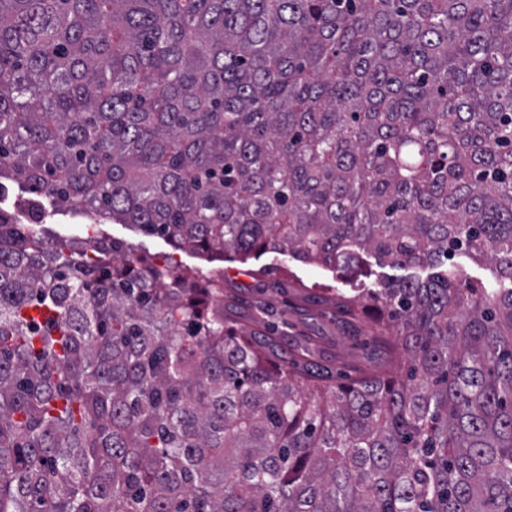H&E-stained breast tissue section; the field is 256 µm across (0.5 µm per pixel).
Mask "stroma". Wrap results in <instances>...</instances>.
Wrapping results in <instances>:
<instances>
[{
  "mask_svg": "<svg viewBox=\"0 0 512 512\" xmlns=\"http://www.w3.org/2000/svg\"><path fill=\"white\" fill-rule=\"evenodd\" d=\"M40 207L44 215L41 228L49 239L83 236L89 228L96 227L136 256L167 266L171 272L193 275L197 287H207L209 281L223 278L225 300L238 305L234 320L227 327L229 333L238 335L251 329L261 332L269 322H284L282 338L269 347L270 361L280 363L295 345L309 343L314 348V361L330 368L342 381L387 368L388 356L371 338L372 318L353 325L333 311L317 318L309 316L303 302L308 287L333 288L355 296L363 289H375L390 281L424 279L431 274L427 268L374 263L368 275L349 277L272 251L245 257L230 252L210 256L175 249L167 241L144 235L130 224L105 221L97 225L88 217L56 211L45 198L41 199Z\"/></svg>",
  "mask_w": 512,
  "mask_h": 512,
  "instance_id": "35a3bbf8",
  "label": "stroma"
}]
</instances>
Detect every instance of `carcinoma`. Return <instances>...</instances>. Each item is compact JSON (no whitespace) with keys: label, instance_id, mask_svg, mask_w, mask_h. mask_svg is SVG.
I'll return each instance as SVG.
<instances>
[{"label":"carcinoma","instance_id":"cac0c4a2","mask_svg":"<svg viewBox=\"0 0 512 512\" xmlns=\"http://www.w3.org/2000/svg\"><path fill=\"white\" fill-rule=\"evenodd\" d=\"M173 246L512 282V0H0V180ZM270 368L224 286L0 221V512H512V287ZM455 264L463 267L474 282L487 284L495 280V265L490 262L475 263L469 258L460 256L455 258Z\"/></svg>","mask_w":512,"mask_h":512}]
</instances>
